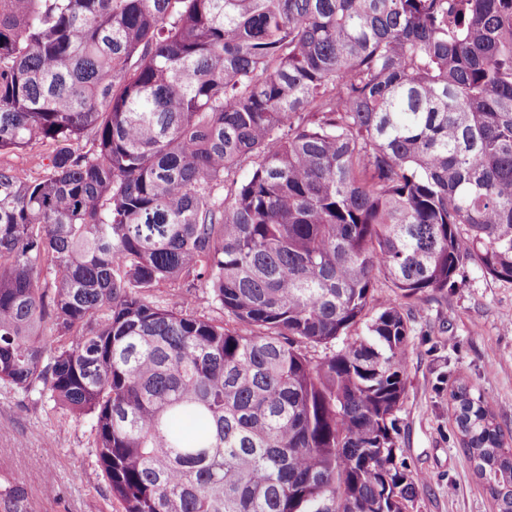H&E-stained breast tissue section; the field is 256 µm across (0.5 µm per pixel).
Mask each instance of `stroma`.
Segmentation results:
<instances>
[{"label":"stroma","instance_id":"1","mask_svg":"<svg viewBox=\"0 0 512 512\" xmlns=\"http://www.w3.org/2000/svg\"><path fill=\"white\" fill-rule=\"evenodd\" d=\"M408 327L397 458L426 478L408 512H496L448 394L461 382L483 393L512 431V282L470 268L458 288L425 294ZM92 445L90 417L0 382V512H121Z\"/></svg>","mask_w":512,"mask_h":512}]
</instances>
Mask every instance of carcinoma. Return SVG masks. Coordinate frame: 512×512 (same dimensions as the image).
<instances>
[{
    "instance_id": "1",
    "label": "carcinoma",
    "mask_w": 512,
    "mask_h": 512,
    "mask_svg": "<svg viewBox=\"0 0 512 512\" xmlns=\"http://www.w3.org/2000/svg\"><path fill=\"white\" fill-rule=\"evenodd\" d=\"M35 145L0 381L91 415L122 512H407L401 301L512 281V0H0V155ZM449 400L512 512L492 400Z\"/></svg>"
}]
</instances>
